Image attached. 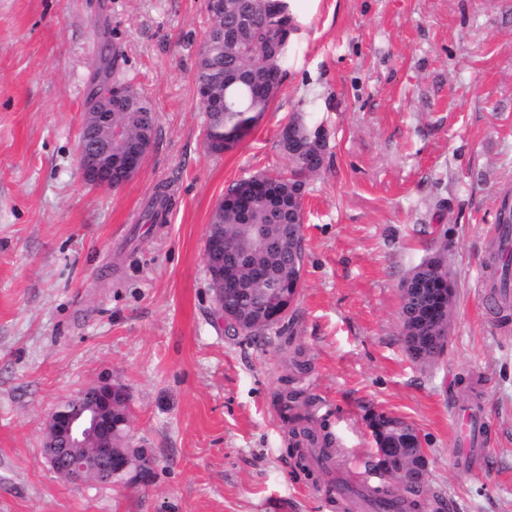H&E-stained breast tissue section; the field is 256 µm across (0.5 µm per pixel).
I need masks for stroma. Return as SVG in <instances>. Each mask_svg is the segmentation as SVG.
<instances>
[{"mask_svg": "<svg viewBox=\"0 0 512 512\" xmlns=\"http://www.w3.org/2000/svg\"><path fill=\"white\" fill-rule=\"evenodd\" d=\"M205 0H0V512H331L327 488L376 447L367 417L420 435L443 512H512V318L481 282L512 193V0H321L299 22L278 97L234 150L205 147L195 71ZM158 115L117 189L78 167L103 43ZM295 112L329 131L303 197L292 337L228 331L204 261L227 187L283 171ZM165 223H146L156 185ZM454 280L430 363L405 351L399 286L434 250ZM297 385L335 434L330 471L289 449L276 394ZM125 389L147 483L68 482L43 453L49 413L102 380ZM484 411L485 462L459 459L454 409Z\"/></svg>", "mask_w": 512, "mask_h": 512, "instance_id": "35a3bbf8", "label": "stroma"}]
</instances>
